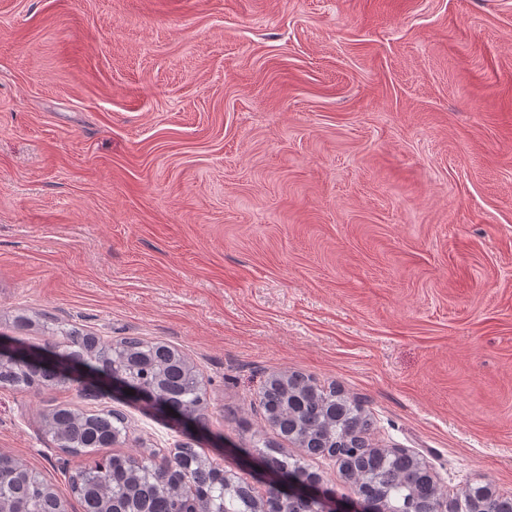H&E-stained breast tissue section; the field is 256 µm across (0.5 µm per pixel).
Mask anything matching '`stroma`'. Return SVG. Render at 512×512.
<instances>
[{"label": "stroma", "mask_w": 512, "mask_h": 512, "mask_svg": "<svg viewBox=\"0 0 512 512\" xmlns=\"http://www.w3.org/2000/svg\"><path fill=\"white\" fill-rule=\"evenodd\" d=\"M162 340L201 371L185 429L81 382L0 389V453L59 490L67 403L122 453L280 444L298 371L442 493L512 494V0H0V339L18 314ZM45 433L58 446L75 454H91L122 442L127 423L123 413L86 411L56 406L45 417Z\"/></svg>", "instance_id": "1"}]
</instances>
